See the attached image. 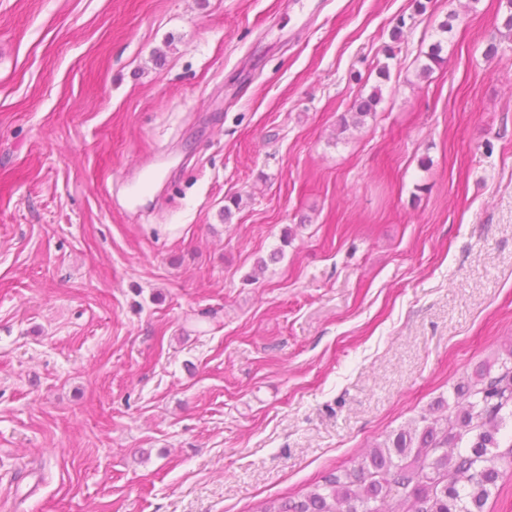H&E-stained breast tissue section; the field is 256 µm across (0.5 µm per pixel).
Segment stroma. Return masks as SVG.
Instances as JSON below:
<instances>
[{
  "label": "stroma",
  "mask_w": 512,
  "mask_h": 512,
  "mask_svg": "<svg viewBox=\"0 0 512 512\" xmlns=\"http://www.w3.org/2000/svg\"><path fill=\"white\" fill-rule=\"evenodd\" d=\"M511 11L0 0V512H255L451 398L512 336ZM381 94L380 86H375L367 96H363L361 93L360 96L355 99L352 112H348L341 118L340 130L344 132L347 131L351 125L357 127L363 124L367 117L373 115L375 107L380 101ZM347 116H349L351 121Z\"/></svg>",
  "instance_id": "1"
}]
</instances>
